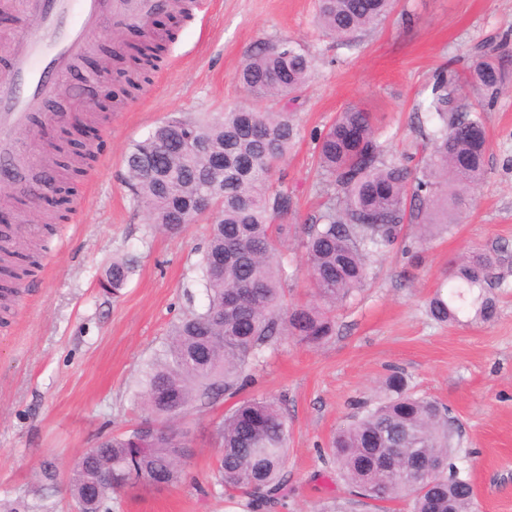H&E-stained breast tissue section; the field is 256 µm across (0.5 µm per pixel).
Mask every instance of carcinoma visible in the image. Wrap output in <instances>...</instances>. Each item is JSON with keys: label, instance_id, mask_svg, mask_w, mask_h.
Returning a JSON list of instances; mask_svg holds the SVG:
<instances>
[{"label": "carcinoma", "instance_id": "1", "mask_svg": "<svg viewBox=\"0 0 512 512\" xmlns=\"http://www.w3.org/2000/svg\"><path fill=\"white\" fill-rule=\"evenodd\" d=\"M394 0H319L316 26L327 36L352 39L383 22ZM277 41L257 43L235 74L254 101L275 98L294 102L308 83L312 58L296 42L276 50ZM163 43L129 45L116 68L114 99L135 97L146 74L160 62ZM505 71L497 56L482 55L464 76L442 71L423 107L432 129L431 148L412 167L388 159L379 143L373 117L358 106L344 108L316 137L319 191L323 209L304 225L300 245L313 300L288 305L286 287L299 270L288 262V214L293 199L273 180L301 136L293 112H267L239 106L204 121L171 116L132 144L125 156L129 187L148 223L173 230V221L193 210L202 194L214 196L207 248L202 258L206 305L172 325L162 353L146 368L138 397L154 433L138 428L101 439L82 455L69 477L79 512H99L112 495L151 476L169 486L185 476L183 449L188 431L179 428L221 395L234 400L215 422L219 449L217 483L233 498H248L252 512H276L288 491V427L277 403L262 395L238 398L253 383L251 371L268 349L291 339L317 345L336 333L333 312L367 286L370 257L395 244L405 226L416 228L421 245L457 223L468 190L483 180L489 142L483 113L465 103L470 89L496 92ZM224 152V173L215 177L208 159L184 141ZM54 150L70 160L94 156L90 141ZM148 165L156 175L139 171ZM73 186L56 189L54 213L65 217ZM497 251L480 252L457 263L450 285L429 300L430 316L455 323L467 314L486 322L496 314V300L486 286L496 279ZM4 271L18 279L30 273L27 255L0 251ZM129 265L112 262L103 287H125ZM385 397L339 429L329 455L339 478L356 496L385 502L404 496L412 512H472L473 493L467 471L454 461L455 426L448 408L409 393L403 375L382 384ZM58 470L42 461V485L55 483Z\"/></svg>", "mask_w": 512, "mask_h": 512}]
</instances>
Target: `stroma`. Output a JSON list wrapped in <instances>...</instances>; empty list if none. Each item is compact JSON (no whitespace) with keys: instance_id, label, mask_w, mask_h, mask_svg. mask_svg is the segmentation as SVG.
I'll use <instances>...</instances> for the list:
<instances>
[{"instance_id":"35a3bbf8","label":"stroma","mask_w":512,"mask_h":512,"mask_svg":"<svg viewBox=\"0 0 512 512\" xmlns=\"http://www.w3.org/2000/svg\"><path fill=\"white\" fill-rule=\"evenodd\" d=\"M315 12L316 0H213L209 13L175 25L163 64L136 100L100 124L101 150L75 180L71 213L42 226L38 265L0 318V512L18 500L33 512H78L70 469L86 449L144 418L136 391L145 363L175 321L206 303L200 276L210 218L173 232L149 224L129 192L124 156L171 113L201 117L248 103L233 76L254 44L280 38L314 60L294 106L302 137L274 172L295 203L288 221L298 226L322 202L313 136L345 106L374 113L387 157L417 164L429 151L418 106L441 68L466 74L480 50L493 48L507 80L496 97L469 94L484 110L490 151L452 232L419 246L415 260L398 243L376 254L365 290L336 309L335 336L317 346L285 341L259 367L250 393L275 399L288 417V495L278 512H321L348 496L322 453L338 428L379 400L394 369L411 393L448 406L474 512H512V0H396L382 25L351 40L324 36ZM127 38L103 25L96 52L51 75L50 85L84 110L83 76ZM482 250L505 256L494 319L431 320L428 300L452 265ZM116 259L132 269L112 295L101 282ZM227 407L218 401L191 420L193 455L181 483L138 484L107 502L108 512H242L215 480L212 424ZM47 458L59 472L48 489L36 477Z\"/></svg>"}]
</instances>
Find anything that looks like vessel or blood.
Listing matches in <instances>:
<instances>
[{
  "label": "vessel or blood",
  "mask_w": 512,
  "mask_h": 512,
  "mask_svg": "<svg viewBox=\"0 0 512 512\" xmlns=\"http://www.w3.org/2000/svg\"><path fill=\"white\" fill-rule=\"evenodd\" d=\"M33 32L12 43L8 74L0 79V168L18 163L17 133L39 113L46 74L68 72L89 51L105 22L131 24L153 35L158 0H25Z\"/></svg>",
  "instance_id": "1"
}]
</instances>
